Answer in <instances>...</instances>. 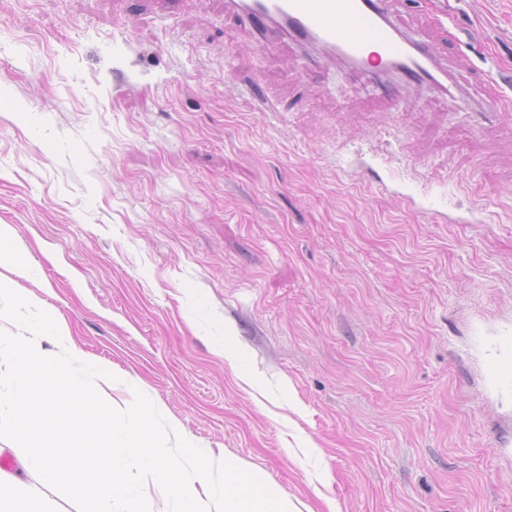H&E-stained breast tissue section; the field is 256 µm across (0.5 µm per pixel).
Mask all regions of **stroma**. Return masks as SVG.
<instances>
[{
    "label": "stroma",
    "instance_id": "35a3bbf8",
    "mask_svg": "<svg viewBox=\"0 0 512 512\" xmlns=\"http://www.w3.org/2000/svg\"><path fill=\"white\" fill-rule=\"evenodd\" d=\"M398 10L446 27L447 90L224 0H0V224L114 408L298 512H512V0Z\"/></svg>",
    "mask_w": 512,
    "mask_h": 512
}]
</instances>
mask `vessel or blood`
<instances>
[{"instance_id": "1", "label": "vessel or blood", "mask_w": 512, "mask_h": 512, "mask_svg": "<svg viewBox=\"0 0 512 512\" xmlns=\"http://www.w3.org/2000/svg\"><path fill=\"white\" fill-rule=\"evenodd\" d=\"M226 10L258 42L285 37L311 44L373 80L394 72L418 85L444 88L450 79L431 41L400 25L387 0H228Z\"/></svg>"}]
</instances>
